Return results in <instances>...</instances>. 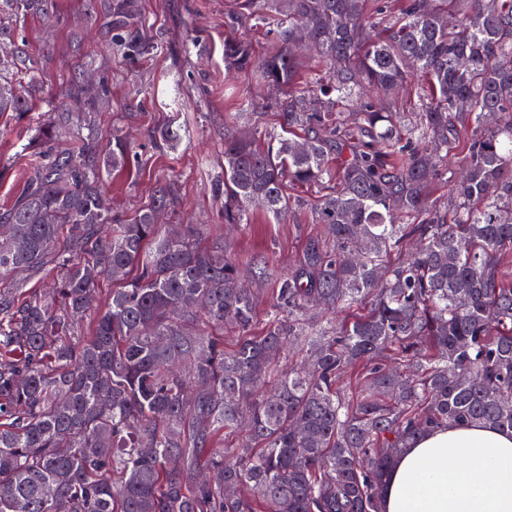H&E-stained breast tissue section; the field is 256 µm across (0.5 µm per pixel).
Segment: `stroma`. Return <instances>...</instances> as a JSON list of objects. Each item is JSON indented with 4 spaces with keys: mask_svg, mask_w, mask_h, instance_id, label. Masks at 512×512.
I'll return each instance as SVG.
<instances>
[{
    "mask_svg": "<svg viewBox=\"0 0 512 512\" xmlns=\"http://www.w3.org/2000/svg\"><path fill=\"white\" fill-rule=\"evenodd\" d=\"M52 3L53 14L25 16L15 23L16 36L41 63L33 80L42 89L44 103L21 120L0 116V205L21 191L28 159L20 150L33 127L46 121L50 98L69 83L104 75L106 90L99 109L89 115L92 128L103 142L116 130L134 137L130 166L104 181L113 214L132 217L163 179L173 178L179 203L164 216V223L200 228L203 244L221 247L236 263L243 282L252 283L255 260L266 261L271 280L252 283L257 296L253 330L261 332L274 277L288 272L304 238L319 230L310 214L317 190L292 189V197L303 205L280 220L256 209L245 228L224 227V199L217 188L224 180L225 138L251 131L257 123L276 127L282 121L281 113L274 111L238 114L242 98L258 97L260 89L250 80L224 75V15L231 0H141L158 50L134 60L108 52L112 27L107 0ZM171 122L180 125V140L169 149L156 148L157 131Z\"/></svg>",
    "mask_w": 512,
    "mask_h": 512,
    "instance_id": "obj_1",
    "label": "stroma"
}]
</instances>
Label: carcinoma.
Returning <instances> with one entry per match:
<instances>
[{
    "label": "carcinoma",
    "mask_w": 512,
    "mask_h": 512,
    "mask_svg": "<svg viewBox=\"0 0 512 512\" xmlns=\"http://www.w3.org/2000/svg\"><path fill=\"white\" fill-rule=\"evenodd\" d=\"M50 6L0 0V41L8 16ZM110 14L111 52L156 50L138 0ZM224 24L269 29L263 56L224 39V70L275 90L283 113L224 142V223L279 219L285 186L316 185L323 231L275 280L256 335L224 250L157 224L174 180L112 223L102 178L130 146L83 134L58 103L0 207V512H381L393 460L427 430L512 431V0H233ZM304 36L324 64L312 106L296 88ZM33 66L22 44L0 57V115L35 111ZM64 132L78 151L54 149ZM228 430L245 444L224 447Z\"/></svg>",
    "instance_id": "obj_1"
}]
</instances>
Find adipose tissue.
<instances>
[{"instance_id":"ef3b65f1","label":"adipose tissue","mask_w":512,"mask_h":512,"mask_svg":"<svg viewBox=\"0 0 512 512\" xmlns=\"http://www.w3.org/2000/svg\"><path fill=\"white\" fill-rule=\"evenodd\" d=\"M382 512H512V433L482 424L428 431L393 464Z\"/></svg>"}]
</instances>
